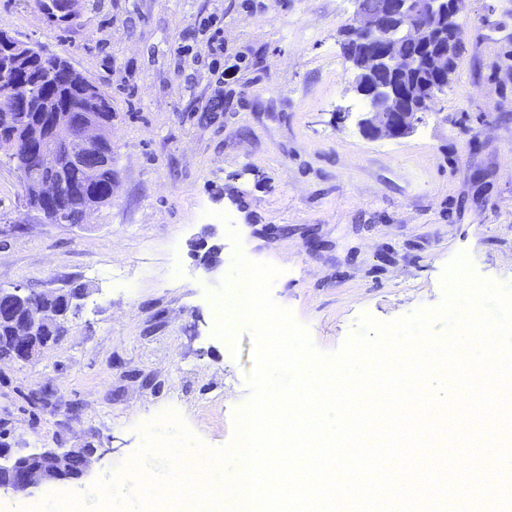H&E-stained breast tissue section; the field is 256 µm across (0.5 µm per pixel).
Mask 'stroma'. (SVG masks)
Here are the masks:
<instances>
[{"mask_svg":"<svg viewBox=\"0 0 512 512\" xmlns=\"http://www.w3.org/2000/svg\"><path fill=\"white\" fill-rule=\"evenodd\" d=\"M83 7L65 29L0 0V29L64 55L111 95L115 171L111 202L79 227L28 209L0 164V225L16 227L0 236V288L83 292L42 356L0 360V446L95 454L82 483L2 493L0 512L92 494L167 411L207 448L232 443L253 338L240 329L231 353L207 292L235 252L279 268L274 302L328 353L362 314L392 322L439 306L459 254L512 287V0H465L455 75L403 139L357 126L339 35L353 0ZM209 15L223 20L220 81L196 32ZM202 240L220 247V269L200 262Z\"/></svg>","mask_w":512,"mask_h":512,"instance_id":"stroma-1","label":"stroma"}]
</instances>
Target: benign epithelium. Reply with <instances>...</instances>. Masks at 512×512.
<instances>
[{
	"instance_id": "obj_1",
	"label": "benign epithelium",
	"mask_w": 512,
	"mask_h": 512,
	"mask_svg": "<svg viewBox=\"0 0 512 512\" xmlns=\"http://www.w3.org/2000/svg\"><path fill=\"white\" fill-rule=\"evenodd\" d=\"M82 0H44V12L66 25L80 23ZM459 0H381L380 10L367 8L364 0H354V11L345 25L344 39L354 52L346 59L352 76L350 89L361 97L362 111L357 125L371 139H400L411 136L423 122L437 95L453 78L454 68L448 47L460 40L456 23ZM440 40L446 45L419 58L399 52L406 42L428 49ZM425 70L434 83L422 85L400 97L393 78ZM88 107L100 108L105 91L94 81L79 75ZM27 94L0 92V118L9 119L25 108ZM72 122L68 108L47 107L42 126L11 140L12 153L23 150L27 163L13 161L24 186L25 199H36L35 211L47 222L67 220L52 205L59 194L57 180L43 179L39 173L49 168L62 170L65 161L92 160L108 140L112 129L96 112L82 113L77 134L57 144L43 134V128L66 129ZM69 293L47 292L39 298L16 286L0 289V340L8 344L9 357L30 361L54 342L59 320L73 307ZM93 448H44L20 454L0 448V493H26L44 483L79 481L87 473Z\"/></svg>"
}]
</instances>
